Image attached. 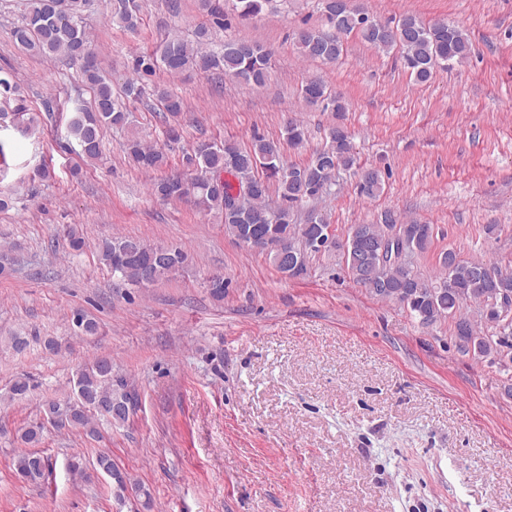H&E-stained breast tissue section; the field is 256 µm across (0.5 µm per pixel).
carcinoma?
<instances>
[{"label": "carcinoma", "instance_id": "cac0c4a2", "mask_svg": "<svg viewBox=\"0 0 512 512\" xmlns=\"http://www.w3.org/2000/svg\"><path fill=\"white\" fill-rule=\"evenodd\" d=\"M271 0H237L242 18L259 15ZM334 32L301 29L296 33V45L306 58L334 62L342 54L341 36L355 33L379 51L397 49L403 68L418 84L429 82L437 69L461 63L473 50L468 35L448 23L426 24L413 15L402 17L391 27L371 18L346 0H318ZM89 0H26L22 20L12 29L14 42L23 50L46 59L66 58L81 63L84 82L92 89L94 101L89 109L76 112L67 125V137L77 141L83 160L95 162L101 158L100 132L103 126L122 127L128 120L127 105L146 94L144 86L134 80L126 83L121 94L112 90V82L99 72L96 55L90 51L92 41L83 22ZM112 23L132 29L139 21L138 0H115ZM196 44L179 37L163 40L154 50L135 59L139 73L152 74L163 70L178 74L196 67L224 74L262 86L269 69L270 56L262 48L240 42H226L218 51L202 50L208 44L210 31L201 26L196 32ZM18 85L0 77V113L12 114L25 131H33L38 119L16 97ZM161 108L175 120L183 111V101L169 90H155ZM304 98L322 103L340 116L346 111L345 102L327 91L316 81L302 87ZM15 106H10V103ZM288 145L299 148L306 140L304 126L291 122L285 129ZM128 158L140 169L161 170L168 164L167 155L159 148L147 145L132 135L124 143ZM184 165L195 175L173 183L161 177L152 183V193L163 201L193 198L200 211L217 212L224 217L225 230L238 240L250 235L270 237L283 248L294 250L302 241L316 239L327 224L317 209L309 210L306 222L295 223L294 209L323 197L341 170H356L358 193L374 199L384 192L385 178L381 169L361 164L354 153L351 133L341 123L332 126L328 142L316 151L305 165H285L281 143L261 136L248 147L231 140H204L196 143L184 156ZM275 182L281 204L275 210L268 207L266 197L270 182ZM252 187L254 193L245 206V218L240 220L232 210L238 189ZM386 238L404 239L410 253L427 251L434 238V226L417 221L404 222L395 212L387 210L378 224H353L347 232L343 257L354 282L373 297L394 301L405 307L418 323L431 327L448 320L454 326V343L464 355L493 356L501 365H512V271L495 263L463 260L450 250L440 264L444 273L433 280L424 279L402 258L397 263L381 265L372 252L373 245ZM99 256L120 281L135 286L152 285L167 277L186 260L183 251L161 249L129 236H117L99 245ZM478 303V313L490 325L488 331H478L464 316L466 304ZM134 407V395L127 383L112 374V362L98 357L76 372L73 396L63 402L46 405L47 421L58 429L80 428L90 436L97 434L93 418L109 424L124 425ZM96 466L106 470L114 482L117 494L134 486L150 505L151 494L135 482L128 472L119 468L107 453H100ZM50 468L49 459L37 452L23 453L15 461L16 473L25 480L37 481Z\"/></svg>", "mask_w": 512, "mask_h": 512}]
</instances>
